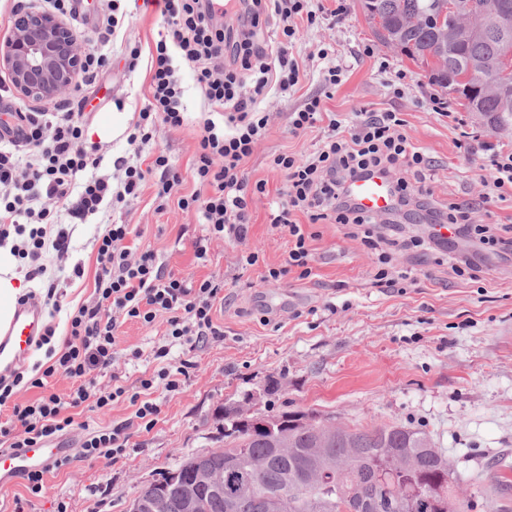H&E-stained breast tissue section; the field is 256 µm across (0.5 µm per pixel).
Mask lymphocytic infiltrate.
<instances>
[{
    "instance_id": "f902f5d3",
    "label": "lymphocytic infiltrate",
    "mask_w": 512,
    "mask_h": 512,
    "mask_svg": "<svg viewBox=\"0 0 512 512\" xmlns=\"http://www.w3.org/2000/svg\"><path fill=\"white\" fill-rule=\"evenodd\" d=\"M217 2L164 0L167 34L151 54L150 98L128 135L129 143L145 145L156 124L172 130L185 125L177 67L185 62L206 108L192 167L197 184L193 192L181 193L180 173L160 152L145 166L118 161L124 172L120 182L107 176L80 180V173L101 163L98 145L84 139L86 100H79L72 112L16 111L19 138L0 140V246L10 245L15 257L30 263L28 278L43 273L40 259L45 247H53L60 255L68 252L69 235L56 226L58 210L86 220L102 205L137 198L152 174L157 177L155 195L161 202L173 201L181 210L194 212L211 235L246 240L249 200L266 190L264 181L250 184L240 176L267 132L269 115L260 104L271 88L288 90L300 77L285 47L270 55L259 41V32L263 22L278 18L286 46L296 34V22L314 25L317 12L311 0H240L245 10L230 24ZM321 121L326 132L316 150L302 158L278 153L270 161L286 179V191L270 224L287 235L290 248L284 264L266 268L263 281H277L292 272L308 278L312 253L307 226L324 222L362 231L365 245L377 253V279L397 287L398 279L389 275L391 257L384 239L369 229L376 216L355 206L348 193L351 182L375 173L390 180L396 207L427 211L432 223L448 225L455 234H473L480 243L512 248V226L479 223L470 205L436 206L426 176L430 162L406 136L397 113L364 111L347 119L326 111L322 98L315 95L291 112L290 131L300 135ZM130 233L129 225L115 224L101 238L98 300L71 315L68 340L61 350H49L50 363L41 374L31 379L20 373L10 380L0 378V406L12 404L14 388L24 382L42 388L49 378L62 374L77 383L65 399L52 393L28 404H12L20 433L0 426V435L10 437L11 447L29 448L67 431L74 423L72 409L90 399L100 409L121 399L136 403V418L144 429H152L160 412L152 393L160 388L177 391L188 374L187 362L169 361L171 345H193L219 335L212 310L224 293L223 282L164 272L154 252H131L126 244ZM161 315L166 318L167 342L153 350L159 368L140 378L136 392L120 384L109 390H94L86 384L92 371L111 365L120 326L128 321L150 325Z\"/></svg>"
}]
</instances>
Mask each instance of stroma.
<instances>
[{"label": "stroma", "mask_w": 512, "mask_h": 512, "mask_svg": "<svg viewBox=\"0 0 512 512\" xmlns=\"http://www.w3.org/2000/svg\"><path fill=\"white\" fill-rule=\"evenodd\" d=\"M346 18L328 15L312 26L299 25L288 53L299 65L300 79L288 91L273 90L263 103L270 119L265 138L241 168L248 182L265 181V194L250 203L252 226L245 242L209 237L196 216L177 206L158 209L153 185L128 205L102 207L85 223L66 212L58 220L69 234L65 257L48 252L43 275L24 279L27 293L42 296L45 321L61 347L69 335V316L92 304L99 270L98 243L111 225L132 229L130 244L155 252L159 264L185 278H223L224 298L216 302L217 336L190 347L174 345L173 361L191 368L180 389L157 390V423L146 431L135 425V408L121 400L99 409L85 402L74 409L75 425L64 442L73 449L68 465L45 475V488L31 495L26 479L0 490V512H129L146 485L161 479L185 455L224 445L220 419L224 404L260 391L268 378L282 383V401L289 409L334 418L344 426L396 422L422 426L444 451L471 512H484L494 498L500 512H512V255L479 252L476 278L456 276L451 258L467 244L449 238L446 248L422 246L427 232L423 218L398 214L408 244L392 254L390 272L410 271L412 282L397 290L377 283L375 260L360 237L342 224H314L313 272L299 279L288 274L279 282L262 281L260 270L244 265L242 254L259 252L271 265L283 263L288 239L270 226L269 205L285 189L284 175L269 165L272 155H304L322 138V128L295 136L288 114L308 96L326 94L328 111L351 115L364 110L398 113L404 133L422 148L434 165V199L439 204L472 203L488 188L480 166L492 152L512 153V130L491 131L460 106L450 113L434 111L440 89L425 71L393 49L381 46L357 0H347ZM127 16L117 38L108 41L86 26V41L109 58L106 72L82 88L89 103L86 129L97 130L104 159L98 175L120 179L117 159L139 163L155 151L165 152L192 191L191 168L197 149L203 97L188 66L179 75L187 123L178 130L157 126L144 149L127 136L150 96L148 52L163 30L159 10L125 4ZM142 50L135 71L123 59L126 44ZM336 53L341 81L325 88L319 52ZM406 73L394 90L397 73ZM207 241V259L198 261L195 243ZM166 323L126 322L118 330L113 365L95 371L98 388L119 382L135 388L156 364L150 350L164 344ZM143 353L133 359V350ZM128 425L129 449L124 458L83 457L79 448L94 431Z\"/></svg>", "instance_id": "obj_1"}]
</instances>
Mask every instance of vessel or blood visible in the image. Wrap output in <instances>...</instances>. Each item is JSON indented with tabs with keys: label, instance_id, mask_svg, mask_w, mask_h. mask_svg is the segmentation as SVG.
<instances>
[{
	"label": "vessel or blood",
	"instance_id": "1",
	"mask_svg": "<svg viewBox=\"0 0 512 512\" xmlns=\"http://www.w3.org/2000/svg\"><path fill=\"white\" fill-rule=\"evenodd\" d=\"M349 193L356 204L371 214L388 212L393 206V189L380 174L355 180ZM42 308L37 301L16 305L8 320H0V375L12 371L30 354L42 334ZM70 448L47 443L39 448L0 449V489L12 486L24 474L43 471L69 456Z\"/></svg>",
	"mask_w": 512,
	"mask_h": 512
}]
</instances>
